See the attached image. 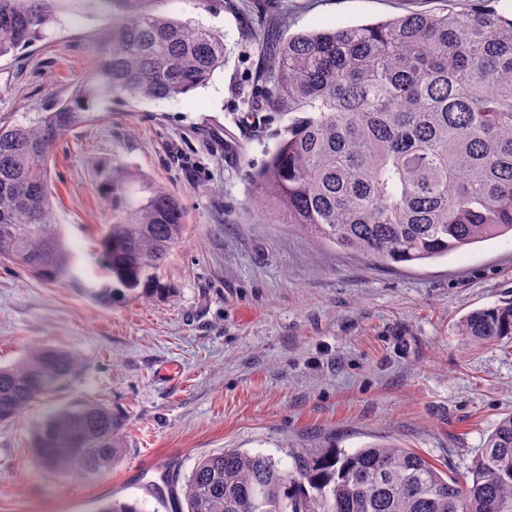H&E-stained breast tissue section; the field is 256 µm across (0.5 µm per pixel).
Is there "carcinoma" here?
Here are the masks:
<instances>
[{"mask_svg": "<svg viewBox=\"0 0 512 512\" xmlns=\"http://www.w3.org/2000/svg\"><path fill=\"white\" fill-rule=\"evenodd\" d=\"M60 0H0V57L32 44ZM112 0V32L97 69L26 123L0 124V260L62 281L72 255L53 222V145L84 123L99 91L176 99L224 66V37ZM475 0L461 12H410L366 25L292 35L260 64L248 111L288 117L253 176L266 220L293 224L387 265L421 262L512 233V12ZM100 190L112 221L100 261L139 298L168 291L156 272L182 241L179 199L113 164ZM476 346L512 338V301L456 323ZM78 367L69 352L34 346L0 366V422L16 418ZM34 452L51 472L109 473L122 453L112 409L55 411ZM172 512H512V413L487 437L461 486L421 453L372 442L311 448L291 470L262 454L224 449L198 459ZM98 512H144L107 500Z\"/></svg>", "mask_w": 512, "mask_h": 512, "instance_id": "cac0c4a2", "label": "carcinoma"}]
</instances>
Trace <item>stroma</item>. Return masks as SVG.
<instances>
[{
	"label": "stroma",
	"instance_id": "1",
	"mask_svg": "<svg viewBox=\"0 0 512 512\" xmlns=\"http://www.w3.org/2000/svg\"><path fill=\"white\" fill-rule=\"evenodd\" d=\"M224 35L209 83L170 100L102 96L51 151L53 219L77 276L49 282L0 264V366L34 345L78 357L77 370L0 423V512H95L106 498L157 512L152 485L181 487L196 461L226 448L292 467L305 448H413L466 483L487 435L512 412V339L479 348L456 329L472 310L512 299V236L415 264L385 266L269 224L249 172L279 121L246 116L259 63L254 36L345 28L461 0H146ZM105 0H60L33 44L0 57V120L28 122L66 98L101 58ZM120 162L174 193L187 230L160 271L169 292L114 295L98 243L112 211L101 165ZM101 401L123 441L107 475L47 471L32 441L51 407Z\"/></svg>",
	"mask_w": 512,
	"mask_h": 512
}]
</instances>
